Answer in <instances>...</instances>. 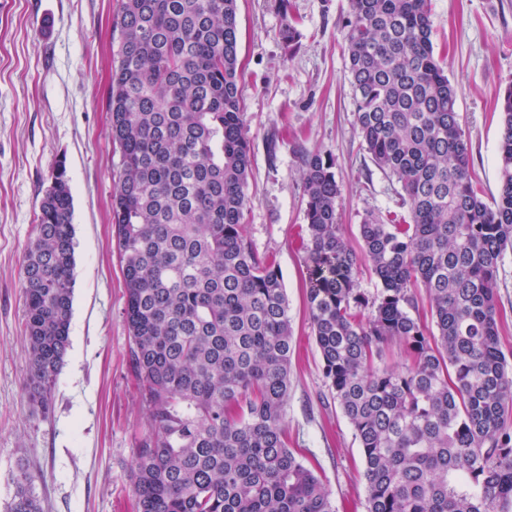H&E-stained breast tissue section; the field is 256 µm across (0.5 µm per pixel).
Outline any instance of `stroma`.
<instances>
[{
    "label": "stroma",
    "mask_w": 512,
    "mask_h": 512,
    "mask_svg": "<svg viewBox=\"0 0 512 512\" xmlns=\"http://www.w3.org/2000/svg\"><path fill=\"white\" fill-rule=\"evenodd\" d=\"M237 0L239 89L252 142L243 232L276 262L293 348L284 410L288 446L331 492L335 512H367L364 460L324 378L307 307L305 201L298 149L332 157L340 230L359 243L367 213L398 210L389 179L361 148L342 23L349 0ZM118 0H0V512L18 465L36 476L44 512H134L131 467L148 429L130 365L125 281L112 226L120 149L108 90ZM301 34L288 48L284 16ZM433 42L458 87L470 171L485 201L499 191L512 83V0H432ZM73 196L70 344L46 408L30 405L21 263L58 164ZM499 336L512 354V249L498 274Z\"/></svg>",
    "instance_id": "35a3bbf8"
}]
</instances>
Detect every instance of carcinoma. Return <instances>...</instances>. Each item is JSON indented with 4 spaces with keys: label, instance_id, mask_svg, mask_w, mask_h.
<instances>
[{
    "label": "carcinoma",
    "instance_id": "cac0c4a2",
    "mask_svg": "<svg viewBox=\"0 0 512 512\" xmlns=\"http://www.w3.org/2000/svg\"><path fill=\"white\" fill-rule=\"evenodd\" d=\"M284 43L299 31L281 0ZM431 0H350L354 122L407 213L339 232L333 159L300 151L308 309L333 399L364 457L367 512H512V363L498 335L512 247V84L488 204L470 174L458 87L432 42ZM108 92L121 170L112 220L130 358L147 407L136 512H335L288 448L292 334L282 275L244 238L251 142L238 85L237 0H121ZM22 261L30 399L69 345L73 198L65 165ZM367 269L379 288H358ZM425 295L437 333L418 311ZM371 308L367 318L360 317ZM397 343L406 362L386 363ZM20 468L8 512H43Z\"/></svg>",
    "mask_w": 512,
    "mask_h": 512
}]
</instances>
